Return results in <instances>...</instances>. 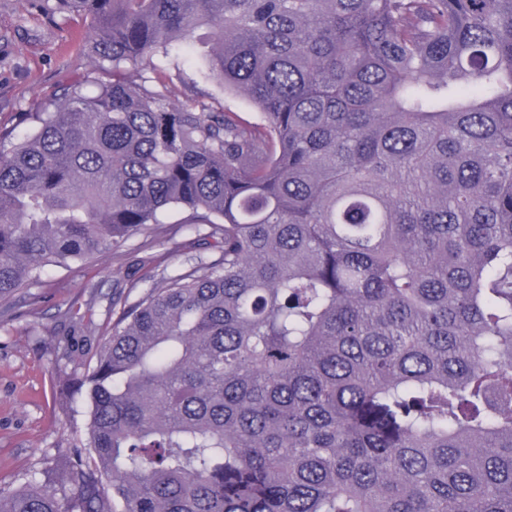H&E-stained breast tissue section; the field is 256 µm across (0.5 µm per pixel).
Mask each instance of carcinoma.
<instances>
[{
  "instance_id": "cac0c4a2",
  "label": "carcinoma",
  "mask_w": 512,
  "mask_h": 512,
  "mask_svg": "<svg viewBox=\"0 0 512 512\" xmlns=\"http://www.w3.org/2000/svg\"><path fill=\"white\" fill-rule=\"evenodd\" d=\"M32 2L99 66L0 131V298L172 207L217 256L0 512H512V0ZM197 45L261 122L123 77Z\"/></svg>"
}]
</instances>
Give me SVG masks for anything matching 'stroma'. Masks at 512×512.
<instances>
[{
    "label": "stroma",
    "mask_w": 512,
    "mask_h": 512,
    "mask_svg": "<svg viewBox=\"0 0 512 512\" xmlns=\"http://www.w3.org/2000/svg\"><path fill=\"white\" fill-rule=\"evenodd\" d=\"M86 27L78 16L47 18L29 0H0V129L16 127L19 113L92 69L84 49ZM153 62L150 68L128 66L129 81L140 83L157 68L171 76V103L213 98L243 121H259L249 100L201 77L197 55L176 63L157 56ZM188 216L187 210L171 208L155 238L133 235L116 250L68 269H49L40 285L0 299V487H18L59 451L84 442L85 396L62 384L101 350L124 304L143 296L147 281L189 266ZM139 259L143 279L128 284L126 270ZM118 281L123 288L117 293ZM74 312L89 322L91 349L77 350L67 341L68 316Z\"/></svg>",
    "instance_id": "1"
}]
</instances>
